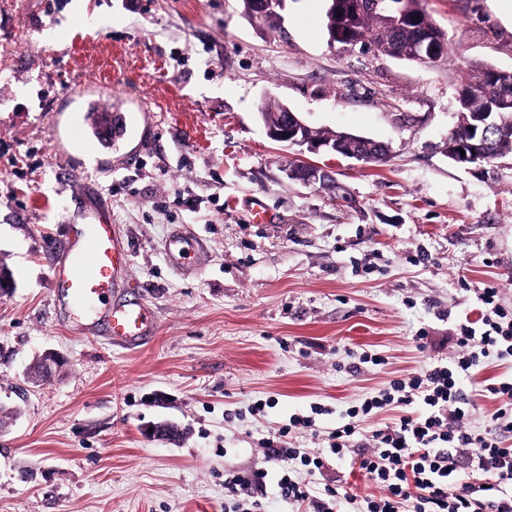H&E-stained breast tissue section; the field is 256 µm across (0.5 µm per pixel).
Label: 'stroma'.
I'll list each match as a JSON object with an SVG mask.
<instances>
[{
  "label": "stroma",
  "mask_w": 512,
  "mask_h": 512,
  "mask_svg": "<svg viewBox=\"0 0 512 512\" xmlns=\"http://www.w3.org/2000/svg\"><path fill=\"white\" fill-rule=\"evenodd\" d=\"M424 6L448 36L428 67L330 45L326 0H286L273 30L238 0H0V512H224L225 473L279 467L261 432L313 403L334 426L394 376L450 356L476 290L498 285L512 304V158L464 168L446 154L459 74L512 72V22L494 0ZM86 84L121 86L151 113L85 189L156 315L134 351L78 335L53 305L75 205L50 122ZM272 100L388 156L319 154L334 187L292 181L297 148L259 120ZM257 199L270 223H250ZM184 226L207 250L175 269L164 246ZM48 349L63 362L43 379ZM366 351L386 365L358 364ZM511 373L496 360L468 382L472 425L498 406L486 380ZM157 423L178 437H149Z\"/></svg>",
  "instance_id": "35a3bbf8"
}]
</instances>
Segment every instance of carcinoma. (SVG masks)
Segmentation results:
<instances>
[{
  "label": "carcinoma",
  "mask_w": 512,
  "mask_h": 512,
  "mask_svg": "<svg viewBox=\"0 0 512 512\" xmlns=\"http://www.w3.org/2000/svg\"><path fill=\"white\" fill-rule=\"evenodd\" d=\"M329 0L326 10V28L337 29L336 43L354 48L367 43L379 53L390 57L405 56L415 59V52L423 31L442 32L421 5L422 0H399V12L390 13L374 9L370 0ZM493 67L470 65L463 72L457 91L459 123L450 133L447 142L448 158L459 146L472 140L470 127L486 135L490 142L489 158L493 161L512 157V124L503 125L498 110L489 107L485 89L491 86L489 78ZM285 112L283 104L270 102L261 111V118L268 125L276 124Z\"/></svg>",
  "instance_id": "obj_1"
}]
</instances>
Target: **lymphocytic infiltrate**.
<instances>
[{
	"instance_id": "1",
	"label": "lymphocytic infiltrate",
	"mask_w": 512,
	"mask_h": 512,
	"mask_svg": "<svg viewBox=\"0 0 512 512\" xmlns=\"http://www.w3.org/2000/svg\"><path fill=\"white\" fill-rule=\"evenodd\" d=\"M475 307L477 317L466 314L455 324L452 360L391 379L347 407L336 426H323L330 409L316 403L262 437L268 457L281 463L279 498L298 507L314 502L313 512H512V448L502 438L512 432V377L488 384L499 405L484 430L469 425L472 396L465 388L490 360L512 358V307L495 285L477 292ZM389 407L399 416L363 434L362 423ZM299 434L316 447H287ZM339 463L362 472L380 495L311 485V476Z\"/></svg>"
}]
</instances>
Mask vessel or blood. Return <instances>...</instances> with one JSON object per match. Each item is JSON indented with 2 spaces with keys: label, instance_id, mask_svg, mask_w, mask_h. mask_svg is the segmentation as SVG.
Wrapping results in <instances>:
<instances>
[{
  "label": "vessel or blood",
  "instance_id": "vessel-or-blood-1",
  "mask_svg": "<svg viewBox=\"0 0 512 512\" xmlns=\"http://www.w3.org/2000/svg\"><path fill=\"white\" fill-rule=\"evenodd\" d=\"M87 102L75 114L52 118V138L61 159L84 168L85 157L103 156L120 140L135 137L139 116L121 101L101 102L99 96L80 89ZM165 252L182 266L199 259L205 248L189 231L169 238ZM127 271V251L108 211L97 208L68 219L62 252L52 268L57 313L84 336H101L125 349L143 346L156 332L151 309L136 298H121L116 286Z\"/></svg>",
  "mask_w": 512,
  "mask_h": 512
}]
</instances>
